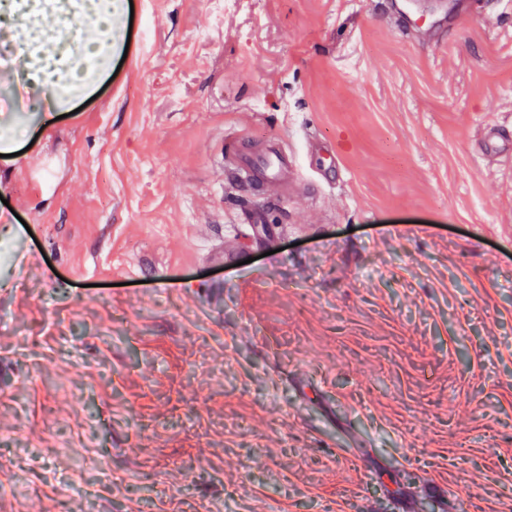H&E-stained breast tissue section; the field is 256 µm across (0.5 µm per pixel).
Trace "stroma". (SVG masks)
<instances>
[{
	"instance_id": "obj_1",
	"label": "stroma",
	"mask_w": 512,
	"mask_h": 512,
	"mask_svg": "<svg viewBox=\"0 0 512 512\" xmlns=\"http://www.w3.org/2000/svg\"><path fill=\"white\" fill-rule=\"evenodd\" d=\"M369 2L115 0L0 112V512H512V8ZM102 47L103 45L84 44L82 60L73 64L70 63L65 73L59 69L58 63L53 57L46 54L41 66L30 77L53 98L62 101L65 97H71L73 94L80 93L87 88L93 76L103 65L102 63L91 64L98 58ZM61 81L63 82L60 84ZM288 151L290 147L281 139L268 143L260 154L235 152L229 145L221 147V164L232 165L236 170L238 181L262 190L264 193H281L288 187V176L296 178L298 171L288 169Z\"/></svg>"
}]
</instances>
